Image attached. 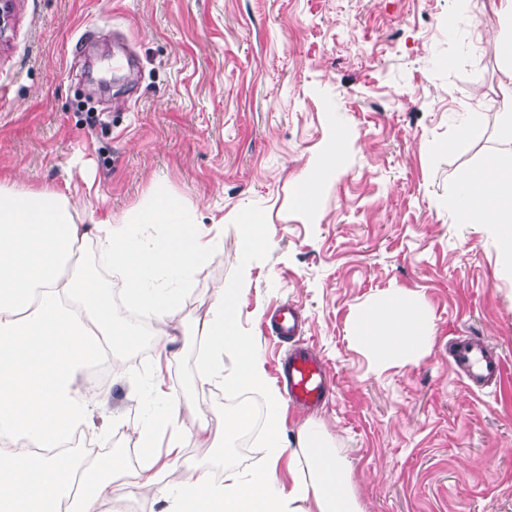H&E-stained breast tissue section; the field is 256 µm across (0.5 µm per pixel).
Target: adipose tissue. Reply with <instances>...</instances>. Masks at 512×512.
I'll return each instance as SVG.
<instances>
[{
    "mask_svg": "<svg viewBox=\"0 0 512 512\" xmlns=\"http://www.w3.org/2000/svg\"><path fill=\"white\" fill-rule=\"evenodd\" d=\"M344 146V138H335L315 171L295 180L302 212H316L320 180L335 171ZM453 207L463 223L488 227L498 242L500 268L512 272V163L491 157L468 171ZM144 224L155 226L156 234L141 238L137 229ZM90 239L121 284L120 302L106 296L104 284L81 260L78 245ZM223 251V241L201 223L184 220L161 189L142 209L86 224L65 193L0 184V443L8 446L0 451V512H117L126 496L121 466L97 461L74 469L58 452L74 431L90 425L97 406L78 381L100 363L104 347L130 340L123 323L129 308L153 315L155 344L167 353L186 287ZM238 301V289L217 290L200 326L197 382L266 393L263 465L225 470L219 480L205 467L179 471L186 440L223 453L228 440L248 426L250 413L242 408L225 417L217 432L205 419L181 429V401L153 379L145 388L144 414L130 423L141 452L137 487L155 498L159 512H303L307 502L315 512H361L351 467L317 422L305 423L297 435L304 474L288 487L277 480L273 465L288 449L280 398L267 385L252 339L238 329ZM352 337L378 366L388 367L427 351L433 326L425 302L398 291L367 304ZM228 350L238 357V369L229 375ZM164 436L169 442L160 454L156 448ZM33 448L43 449V456H30Z\"/></svg>",
    "mask_w": 512,
    "mask_h": 512,
    "instance_id": "adipose-tissue-1",
    "label": "adipose tissue"
}]
</instances>
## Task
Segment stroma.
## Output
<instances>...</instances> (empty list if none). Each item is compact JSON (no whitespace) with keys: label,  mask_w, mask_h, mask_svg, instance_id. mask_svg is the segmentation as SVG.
<instances>
[{"label":"stroma","mask_w":512,"mask_h":512,"mask_svg":"<svg viewBox=\"0 0 512 512\" xmlns=\"http://www.w3.org/2000/svg\"><path fill=\"white\" fill-rule=\"evenodd\" d=\"M499 0H470L477 23L449 28L454 0H16L0 38V182L66 193L82 214L119 217L163 188L187 219L223 238L224 252L182 299L177 355L162 363L154 318L128 310L139 338L115 348L121 370L85 377L102 402L71 454L121 457L133 478L126 426L154 372L183 400L192 425L227 413L235 392L197 388V328L222 285L242 284L237 307L269 385L289 345L271 332L292 303L304 343L325 359L326 403L282 410L295 443L322 425L352 469L362 512H512V275L486 227L460 223L458 176L496 156L507 82ZM488 118L457 138L463 112ZM344 134L339 171L319 186L318 213L300 211L295 180ZM268 244L239 277L244 219ZM403 290L426 301L431 349L375 369L350 335L369 302ZM467 336L500 353L507 382L474 392L448 363ZM262 462L237 446L225 462L185 448L179 469Z\"/></svg>","instance_id":"1"}]
</instances>
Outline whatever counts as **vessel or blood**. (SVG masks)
<instances>
[{"label":"vessel or blood","instance_id":"obj_1","mask_svg":"<svg viewBox=\"0 0 512 512\" xmlns=\"http://www.w3.org/2000/svg\"><path fill=\"white\" fill-rule=\"evenodd\" d=\"M275 335L292 338L301 329L296 308L282 305L272 315ZM448 362L452 371L471 390L481 391L501 385L504 363L499 354L486 344L466 336L448 341ZM278 377L285 387L288 401L294 408L310 410L324 404L329 394V381L324 362L306 345L296 346L277 365Z\"/></svg>","mask_w":512,"mask_h":512}]
</instances>
